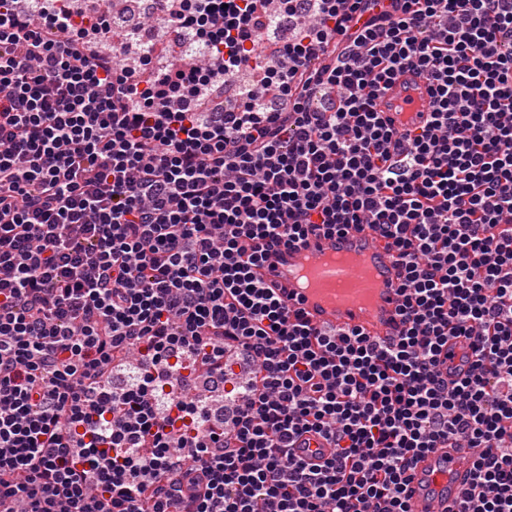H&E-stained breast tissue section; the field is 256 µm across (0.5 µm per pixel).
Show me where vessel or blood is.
Returning <instances> with one entry per match:
<instances>
[{
  "label": "vessel or blood",
  "mask_w": 512,
  "mask_h": 512,
  "mask_svg": "<svg viewBox=\"0 0 512 512\" xmlns=\"http://www.w3.org/2000/svg\"><path fill=\"white\" fill-rule=\"evenodd\" d=\"M429 103L426 79L417 70L408 68L389 85L378 109L387 113L395 126H413L426 119ZM341 250L370 255L381 281L370 308H339L297 286L293 274L308 255ZM263 273L267 281L282 289L284 295L298 300L300 309L314 325L336 330L359 329L382 340L397 337L402 328L398 314V272L384 240L373 231L351 230L340 235L312 238L308 243L291 248H275L267 256ZM297 452L315 461L330 456L332 448L324 438L308 435L299 442ZM472 461L473 455L466 448H435L420 456L409 486L412 512H456L460 493L470 480Z\"/></svg>",
  "instance_id": "obj_1"
}]
</instances>
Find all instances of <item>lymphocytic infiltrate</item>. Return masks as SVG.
Instances as JSON below:
<instances>
[{
  "label": "lymphocytic infiltrate",
  "mask_w": 512,
  "mask_h": 512,
  "mask_svg": "<svg viewBox=\"0 0 512 512\" xmlns=\"http://www.w3.org/2000/svg\"><path fill=\"white\" fill-rule=\"evenodd\" d=\"M156 2L168 64L106 11L0 0V512H412L447 447L476 451L457 512H512V0ZM405 68L431 112L399 130L378 99ZM350 228L399 259L393 341L258 275ZM180 353L217 388L253 362L231 420L158 403ZM308 433L329 459L295 455Z\"/></svg>",
  "instance_id": "lymphocytic-infiltrate-1"
}]
</instances>
